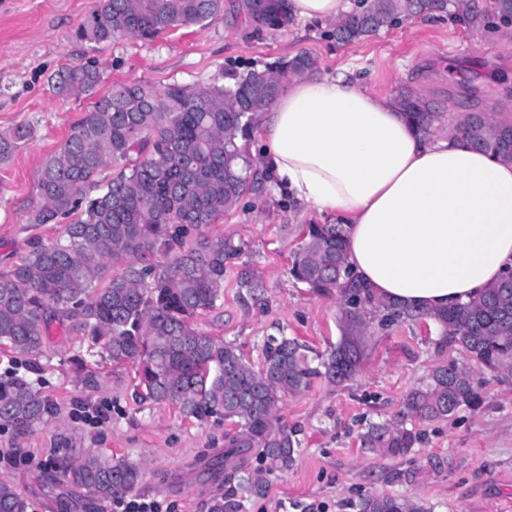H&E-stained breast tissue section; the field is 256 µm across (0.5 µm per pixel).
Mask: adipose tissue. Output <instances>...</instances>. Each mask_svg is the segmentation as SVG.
I'll list each match as a JSON object with an SVG mask.
<instances>
[{
  "label": "adipose tissue",
  "instance_id": "ef3b65f1",
  "mask_svg": "<svg viewBox=\"0 0 512 512\" xmlns=\"http://www.w3.org/2000/svg\"><path fill=\"white\" fill-rule=\"evenodd\" d=\"M258 138L277 189L344 220L375 296L434 312L512 270V162L464 134H416L393 100L324 73L291 80Z\"/></svg>",
  "mask_w": 512,
  "mask_h": 512
}]
</instances>
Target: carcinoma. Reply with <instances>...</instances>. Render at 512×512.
Masks as SVG:
<instances>
[{
	"mask_svg": "<svg viewBox=\"0 0 512 512\" xmlns=\"http://www.w3.org/2000/svg\"><path fill=\"white\" fill-rule=\"evenodd\" d=\"M503 24L512 25V0H490ZM233 12L260 31L294 23L288 0H235ZM450 12L471 21L468 0H360L336 24V39L347 44L413 15ZM224 15V0H97L75 31L79 41L104 44L124 37L152 38L182 26ZM315 59L301 53L263 70L229 75V83H122L98 93L97 63L65 67L51 77L61 98H94L67 137L43 165L39 204L30 224H54L77 214L63 234L0 272V346L34 361L44 356L51 325L70 322L98 355L114 365L138 366L142 397L169 402L189 418L221 416L241 426L224 434L225 478L237 464L256 456L249 492L265 493L267 476L286 472L300 447L299 430L280 422L286 398L307 390L326 374L348 377L354 362L312 365L306 345L285 335L269 336L261 367L245 361L232 343L194 327L198 314L216 306L226 265L241 252L229 237L191 232L212 224L247 189L250 161L242 142L253 119L266 111L291 79L311 74ZM394 102L419 134L443 121L457 127L475 149L512 160V113L487 119L481 112L445 117L410 90ZM25 124L0 133V164L33 138ZM107 167L110 179L90 195ZM346 225L312 224L290 272L313 293L339 290L351 308L365 305L388 324L432 320L439 329L435 348H453L464 358L439 362L404 400L402 417L375 425L363 447L388 457L408 454L418 441L406 420L436 421L461 407L481 405L477 374L512 376V275L481 296L434 313L404 308L375 297L346 263ZM168 258L158 269L152 258ZM54 412L24 378L0 381V427L25 431ZM58 471L69 485L105 501L131 492L139 466L98 451L61 457ZM356 512H421L415 503L369 494L352 504ZM18 488L0 481V512H28ZM212 512H244L234 491L215 501Z\"/></svg>",
	"mask_w": 512,
	"mask_h": 512,
	"instance_id": "1",
	"label": "carcinoma"
}]
</instances>
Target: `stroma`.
Wrapping results in <instances>:
<instances>
[{
  "label": "stroma",
  "mask_w": 512,
  "mask_h": 512,
  "mask_svg": "<svg viewBox=\"0 0 512 512\" xmlns=\"http://www.w3.org/2000/svg\"><path fill=\"white\" fill-rule=\"evenodd\" d=\"M92 3L0 0V132L19 124L35 130L0 166V271L63 230L62 224L33 225L28 218L38 202L40 168L91 105L84 97L52 93L48 77L64 65L97 61L104 93L132 81L161 87L222 79L232 68L262 70L306 52L318 72L345 73L379 96L410 89L457 112H512V34L470 27L443 13L410 18L353 44L331 38L328 22L257 31L228 11L209 24L98 45L72 36ZM246 153L256 179L236 206L203 229L208 236L233 238L242 253L226 268L216 307L196 318L197 329L234 343L256 367L265 338L281 334L306 342L320 360L345 345L356 359L350 379L319 376L282 405V422L297 428L302 440L291 470L271 474L264 495H247L246 479L257 460L229 481L210 464L237 424L216 417L200 422L171 404L136 400L132 364L102 361L56 324L37 366L0 349V380L25 376L57 410L25 432L0 429V481L18 487L30 512H108L109 502L67 485L48 464L67 449L94 448L138 463L144 478L134 497L156 499L171 512H210L231 487L243 493L245 512H353L352 503L373 492L415 500L424 512H512V378L479 374L482 405L420 423L422 440L406 457L362 448L360 434L395 420L407 393L439 363L432 345L438 331L428 319L383 326L380 312L354 311L339 292L317 295L295 281L291 262L308 226L333 218L268 184L256 138H249ZM244 268L263 285L259 300L237 284ZM90 372L96 376L92 387L85 383ZM80 404L111 405V422L101 429L86 426L73 415ZM9 454L15 462H6Z\"/></svg>",
  "instance_id": "1"
}]
</instances>
